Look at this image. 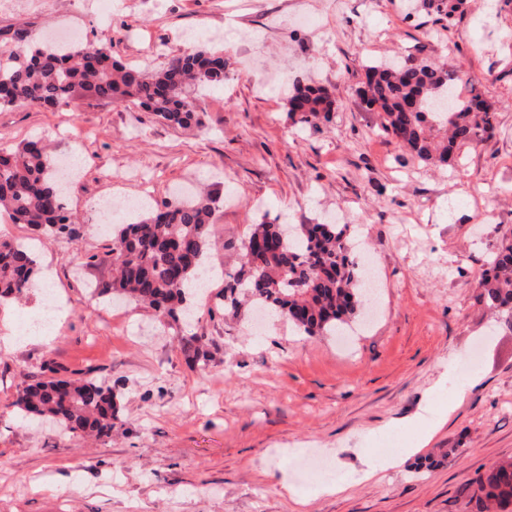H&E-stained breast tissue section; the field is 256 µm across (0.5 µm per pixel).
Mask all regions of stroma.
<instances>
[{
    "label": "stroma",
    "mask_w": 512,
    "mask_h": 512,
    "mask_svg": "<svg viewBox=\"0 0 512 512\" xmlns=\"http://www.w3.org/2000/svg\"><path fill=\"white\" fill-rule=\"evenodd\" d=\"M294 0H53L41 14L0 13V30L39 36L79 29L111 41L124 63L159 68L203 46L231 66L197 101L202 129L75 95L56 111L0 108V146L41 137L83 160L68 206L81 236L47 237L0 215V235L33 238L63 308L42 337L19 338L42 302L0 304V512H474L476 480L512 457V332L478 304L474 282L512 232V0H467L454 24L406 16L403 0H323L321 25L287 24ZM255 48L281 85L243 71ZM427 57L471 78L496 112L492 134L448 167L412 160L360 105L371 61ZM314 80L329 120L301 125L287 82ZM200 185L224 204L225 240L208 250L220 275L239 263L231 241L250 224H316L343 210L354 254L374 270L377 314L353 342L309 337L286 320L230 318L199 305L193 327L145 304L91 293L111 281L102 255L127 200L170 199ZM207 336L206 356L179 337ZM477 363L466 368V354ZM53 367L110 385L117 418L100 438L24 421L21 387ZM468 382L456 399L459 382ZM432 445L446 461L418 475L413 457L359 478L363 454L403 455L438 408ZM325 482L334 495H316ZM308 495L299 505L283 491Z\"/></svg>",
    "instance_id": "obj_1"
}]
</instances>
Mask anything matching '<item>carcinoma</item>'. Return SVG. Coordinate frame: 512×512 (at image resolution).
I'll list each match as a JSON object with an SVG mask.
<instances>
[{
	"label": "carcinoma",
	"instance_id": "obj_1",
	"mask_svg": "<svg viewBox=\"0 0 512 512\" xmlns=\"http://www.w3.org/2000/svg\"><path fill=\"white\" fill-rule=\"evenodd\" d=\"M462 0H411L422 10L453 20ZM224 51L191 50L162 69L128 65L112 57L104 43L76 40L60 48L49 40L16 33L0 46V108L56 109L82 93L119 107H138L160 122L180 128L200 124L196 98L224 85ZM462 79L427 58L373 62L359 89L366 108L381 114V126L412 159L448 165L457 149L473 146L494 129L496 113L472 92L456 94ZM327 90L299 80L287 97L299 123L317 125L331 111ZM55 156L40 140L12 151L0 148V210L15 224L49 235L80 237V224L67 206ZM220 198L212 193L178 197L146 208L139 222L112 231V247L102 261L112 281L99 295L117 294L146 303L161 317L188 316V284L206 277L203 260L216 237ZM240 266L224 275V290L208 308L236 317L246 305L288 320L308 336L335 334L365 308L360 264L347 224H252L238 245ZM32 247L0 239V301L38 287ZM478 303L512 331V233L502 236L480 271ZM23 417L55 422L66 433L108 436L116 405L112 387L94 379H40L18 392ZM479 512L494 505L512 512V460L495 463L476 480Z\"/></svg>",
	"mask_w": 512,
	"mask_h": 512
}]
</instances>
